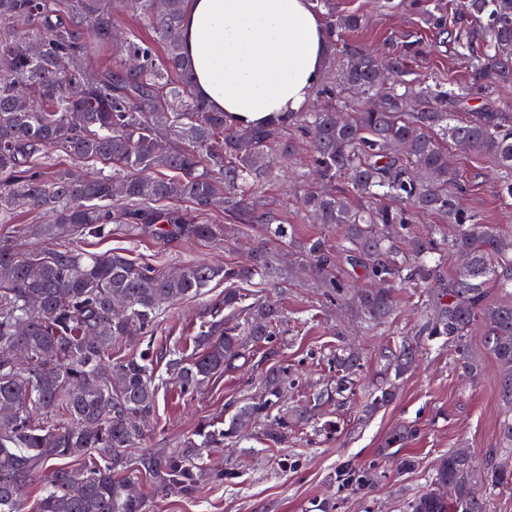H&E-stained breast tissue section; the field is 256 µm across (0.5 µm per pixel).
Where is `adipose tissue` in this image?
Listing matches in <instances>:
<instances>
[{
	"label": "adipose tissue",
	"instance_id": "adipose-tissue-1",
	"mask_svg": "<svg viewBox=\"0 0 512 512\" xmlns=\"http://www.w3.org/2000/svg\"><path fill=\"white\" fill-rule=\"evenodd\" d=\"M182 44L194 93L243 124L304 110L332 50L310 0H190Z\"/></svg>",
	"mask_w": 512,
	"mask_h": 512
}]
</instances>
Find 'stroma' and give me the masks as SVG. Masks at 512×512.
<instances>
[{"label": "stroma", "instance_id": "1", "mask_svg": "<svg viewBox=\"0 0 512 512\" xmlns=\"http://www.w3.org/2000/svg\"><path fill=\"white\" fill-rule=\"evenodd\" d=\"M381 2L336 0L337 12L357 11L367 19L362 29L348 34L349 42L379 45L409 35L419 37L428 45L427 55L416 66L419 78L436 77L452 84L469 81L471 71L462 57L436 44L434 34L407 8L386 11ZM454 162L461 205L481 223L512 226V197L502 195L493 159L459 151ZM300 189L294 177L285 176L263 186L260 194L279 205L296 238L304 239L324 233L325 228L304 217L297 203ZM254 234L248 227L238 239L224 244L192 240L170 245L151 236H113L80 240L76 246L89 253L118 251L160 267L188 259L221 264L244 260ZM260 291L281 303L288 317L281 360L299 374L298 383L286 396L290 408H305L314 393L329 383L334 371L328 358L340 329L362 354V386L346 405L324 407L320 416L300 421L286 447L268 448L253 438L240 448L213 452L214 462L235 471L230 481L205 485L188 498L164 496L144 486L150 512H407L409 502L426 489L437 459L449 451L467 449L480 464L494 448L500 459L512 463V451L504 448L500 435L503 408L497 364L484 346L482 331H473L468 338L480 364L477 379L465 377L453 348L437 339L431 341L418 367L398 379L395 399L368 414L363 407L369 389L380 380L386 352L398 337L415 333L422 313L418 292H398L396 313L380 336L366 331L345 312L322 315V291L312 282L293 278L280 285L269 281L261 284ZM223 294L224 284L216 280L201 295L176 305L164 316L156 341L189 339L201 307ZM265 369L264 363L252 360L190 396L175 388L161 389L146 447L158 452L178 447L199 421L223 417L225 402L249 396ZM329 421L336 424L335 435L316 434V427ZM407 459L413 460L412 468H402ZM346 462L371 473V481L359 490H339L337 471Z\"/></svg>", "mask_w": 512, "mask_h": 512}]
</instances>
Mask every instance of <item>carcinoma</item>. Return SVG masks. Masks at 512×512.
<instances>
[{"instance_id": "1", "label": "carcinoma", "mask_w": 512, "mask_h": 512, "mask_svg": "<svg viewBox=\"0 0 512 512\" xmlns=\"http://www.w3.org/2000/svg\"><path fill=\"white\" fill-rule=\"evenodd\" d=\"M329 28L357 30L362 15L336 14L335 0H313ZM188 0H0V220L20 210L48 214L30 224L38 246L19 251L0 240V512H147L130 486L142 480L163 493L191 495L234 475L212 468L206 455L261 429L268 448H279L303 416L288 411L284 393L294 372L267 368L258 393L224 404L223 426L198 423L180 448L157 453L143 447L159 386L186 396L206 381L238 368L257 351L279 357L287 317L279 303L255 290L286 274L275 242L297 248L329 305L349 301L371 330L395 309V290L432 296L417 338L404 339L387 359L400 377L425 342L445 338L463 372L477 370L468 337L484 330L499 367L501 400L509 413L500 433L512 447V240L460 206L448 190V143L494 156L502 186L512 196V112L487 101L454 118L473 98L512 80V0H469L476 27L458 32L444 0H413L418 19L446 34L472 69L470 84L412 78L424 53L421 41L396 44L378 56L343 46L337 79L320 94L319 112H290L244 125L214 112L192 92L193 72L181 43ZM134 12L160 44L129 42L138 66L88 69L90 43L112 35L117 8ZM373 96L378 105L347 112L343 95ZM307 142L306 168L321 188L306 190L302 209L338 231L297 241L293 226L263 202L258 188L276 181ZM54 151L74 165L53 171ZM440 214L455 227L422 237L416 213ZM214 212L224 223L207 220ZM250 226L258 240L245 263L187 261L175 270L137 261L117 251L58 249L62 240L103 238L117 231L132 238L155 235L174 244L207 239L221 243L234 227ZM465 258L448 276V252ZM350 266L370 287L353 290L341 275ZM224 281V297L208 305L195 337L196 352L148 342L123 358L115 348L152 336L175 302ZM500 299H489L490 287ZM22 351L26 360L16 359ZM333 384L313 399L312 417L326 403L354 394L360 356L347 343L330 359ZM165 368V375L156 369ZM395 395L391 378L370 394L374 411ZM483 466L482 483L512 490V470ZM81 462L77 471L62 464ZM476 469L459 451L442 455L430 484L409 512H491V498L473 493ZM47 477L42 493L27 488Z\"/></svg>"}]
</instances>
